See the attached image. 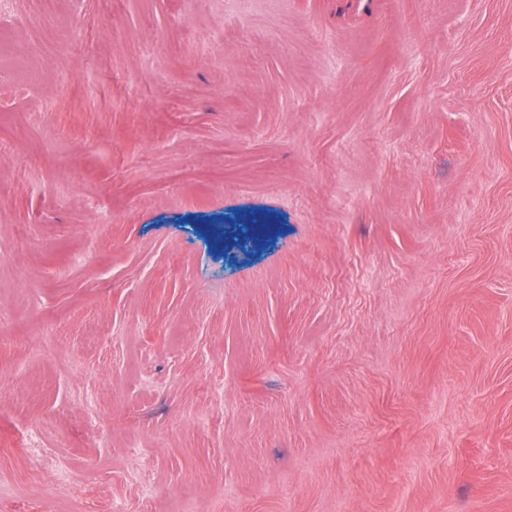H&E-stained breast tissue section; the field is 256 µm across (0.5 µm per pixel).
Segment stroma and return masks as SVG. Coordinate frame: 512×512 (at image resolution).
I'll list each match as a JSON object with an SVG mask.
<instances>
[{"label":"stroma","mask_w":512,"mask_h":512,"mask_svg":"<svg viewBox=\"0 0 512 512\" xmlns=\"http://www.w3.org/2000/svg\"><path fill=\"white\" fill-rule=\"evenodd\" d=\"M0 512H512V0L1 5Z\"/></svg>","instance_id":"stroma-1"}]
</instances>
